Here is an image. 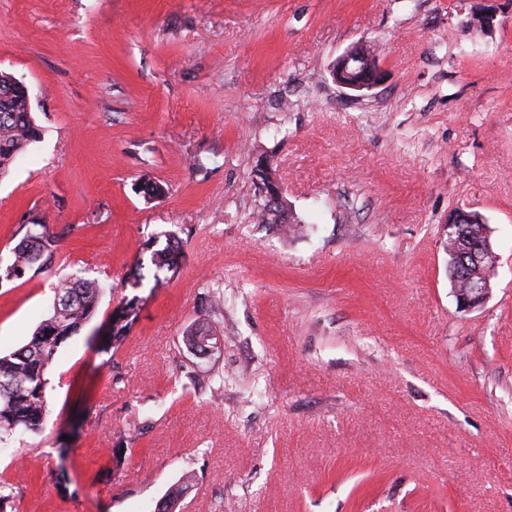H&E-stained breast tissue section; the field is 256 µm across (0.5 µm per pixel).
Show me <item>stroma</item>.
Returning <instances> with one entry per match:
<instances>
[{
    "mask_svg": "<svg viewBox=\"0 0 512 512\" xmlns=\"http://www.w3.org/2000/svg\"><path fill=\"white\" fill-rule=\"evenodd\" d=\"M476 9L492 32L466 31ZM366 41L385 80L355 97L330 69ZM0 70L43 129L0 180V260L18 225L58 237L49 268L0 280V353L59 277L109 284L59 350L44 433L0 443L5 512H155L187 478L180 512H512V0H0ZM261 154L303 235L253 222ZM458 207L499 256L470 312L441 243ZM163 231L181 277L126 288ZM217 289L222 346L190 353ZM142 298L138 295H133L120 303L112 311L110 320V331L107 339L97 348L98 354L109 355V358L103 360L102 367L108 365L112 356L116 354L126 342L130 332L139 319L141 312Z\"/></svg>",
    "mask_w": 512,
    "mask_h": 512,
    "instance_id": "stroma-1",
    "label": "stroma"
}]
</instances>
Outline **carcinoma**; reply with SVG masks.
<instances>
[{"mask_svg":"<svg viewBox=\"0 0 512 512\" xmlns=\"http://www.w3.org/2000/svg\"><path fill=\"white\" fill-rule=\"evenodd\" d=\"M43 130L34 113L26 111L22 90L0 89V178L7 177L23 157L28 146L41 140ZM20 235L13 248V259L0 266V279L19 278L33 267L52 263L58 238L49 225L41 222L21 224ZM182 240L169 232L147 238L139 257L128 273L125 287L138 290L145 282L159 288L176 278L185 263ZM448 279L464 284L475 270L465 266L461 257L447 265ZM104 285L97 279L73 274L56 287L55 300L49 314L35 328L28 341L14 351L0 356V440L14 434H41L49 414L48 373L59 348L78 335L97 313ZM142 298L134 295L112 311L107 339L97 353L114 355L126 342L139 319ZM216 337V329L202 322L186 331L182 342L188 351H203V341ZM188 482L170 488L158 512H177Z\"/></svg>","mask_w":512,"mask_h":512,"instance_id":"cac0c4a2","label":"carcinoma"}]
</instances>
